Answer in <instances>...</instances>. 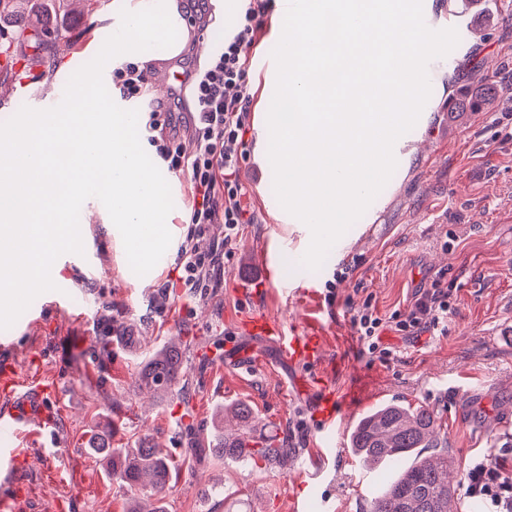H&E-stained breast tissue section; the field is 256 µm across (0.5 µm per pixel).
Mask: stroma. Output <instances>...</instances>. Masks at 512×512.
Here are the masks:
<instances>
[{"label":"stroma","instance_id":"1","mask_svg":"<svg viewBox=\"0 0 512 512\" xmlns=\"http://www.w3.org/2000/svg\"><path fill=\"white\" fill-rule=\"evenodd\" d=\"M456 19L432 12L435 27L455 24L447 86L432 85L415 127L394 150L397 167L362 217L330 251L321 269L299 267L303 233L271 189L272 174L255 154L240 167L251 223L241 225L224 283L182 297L178 260L139 281L123 268L103 227L99 200L80 212L90 225L83 254L61 255L64 277L42 293L9 329L0 330V369L15 365L18 392L45 387L51 427L24 441V465L0 479V497L17 512H125L111 476L86 449L98 425L114 421L113 444L141 439L175 466L167 512H367L390 477L367 468L348 446L313 447L320 423L314 395L295 386L299 375L329 378L350 429L381 402L423 405L438 417L457 461V512H468L461 490L471 460L512 448V0H457ZM39 28L60 44L43 54L35 85L22 87L32 48L20 34ZM112 33V0H20L0 15V70L12 97L0 96V122L33 96L50 99L69 73L91 61ZM495 80L498 93L477 112L452 113L458 87ZM349 267L345 280L336 272ZM448 289L450 310L437 330L413 340L386 330L369 353L352 325L371 302L380 315L406 308L417 288ZM243 288H257L266 312L324 338L320 361L291 366L275 344L240 331L248 309ZM133 326L131 342L111 348L98 367L102 317ZM180 337L183 366L172 391L151 398L137 391L149 349ZM244 402L257 416V440L287 444V464L262 468L208 460L190 465L186 431L209 437L222 408Z\"/></svg>","mask_w":512,"mask_h":512}]
</instances>
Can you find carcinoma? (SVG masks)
<instances>
[{
  "label": "carcinoma",
  "mask_w": 512,
  "mask_h": 512,
  "mask_svg": "<svg viewBox=\"0 0 512 512\" xmlns=\"http://www.w3.org/2000/svg\"><path fill=\"white\" fill-rule=\"evenodd\" d=\"M497 90L487 85L482 92L466 89L448 100L450 112H476ZM182 369V351L174 341L157 348L145 357L138 386L156 396L171 389ZM228 413L239 422L240 432L219 430L207 447L189 449V457L202 454L247 463L249 461H286L289 449L271 443L253 447L252 436L245 428L253 421V411L246 403L231 406ZM440 425L434 411L390 402L379 406L358 420L350 433V445L366 462L384 463L397 476L371 500L370 512H450L456 493L449 480L451 457L447 448L439 447ZM419 448H431L423 455ZM89 451L105 462L106 470L118 491L127 496V512H166L165 493L172 475L168 457L147 442L134 448L112 447L109 427L89 442Z\"/></svg>",
  "instance_id": "cac0c4a2"
}]
</instances>
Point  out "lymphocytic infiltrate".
I'll return each mask as SVG.
<instances>
[{
	"label": "lymphocytic infiltrate",
	"instance_id": "1",
	"mask_svg": "<svg viewBox=\"0 0 512 512\" xmlns=\"http://www.w3.org/2000/svg\"><path fill=\"white\" fill-rule=\"evenodd\" d=\"M269 0H239L236 23L224 39L180 84L181 95L173 104L147 99L144 71L132 61L112 71V81L127 101L141 104L146 120L142 136L166 162L169 170L183 175L190 189L188 221L195 224L197 243L180 252L182 287L203 288L220 284L222 253L232 252L240 226L246 223L245 192L239 181L240 164L247 157L245 134L250 110L249 66L242 48L262 35ZM188 106L191 119L179 126L175 109ZM188 137L193 151H185L180 139ZM224 227V243L201 249L209 225ZM448 291L416 290L404 310L382 317L371 303H364L354 317L360 341L376 351L382 331L420 338L447 319ZM469 496L484 500L490 512H512V448H504L472 462L464 476Z\"/></svg>",
	"mask_w": 512,
	"mask_h": 512
}]
</instances>
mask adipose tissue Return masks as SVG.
<instances>
[{
    "mask_svg": "<svg viewBox=\"0 0 512 512\" xmlns=\"http://www.w3.org/2000/svg\"><path fill=\"white\" fill-rule=\"evenodd\" d=\"M113 47L150 64L178 55L188 33L175 0H112Z\"/></svg>",
    "mask_w": 512,
    "mask_h": 512,
    "instance_id": "adipose-tissue-1",
    "label": "adipose tissue"
}]
</instances>
